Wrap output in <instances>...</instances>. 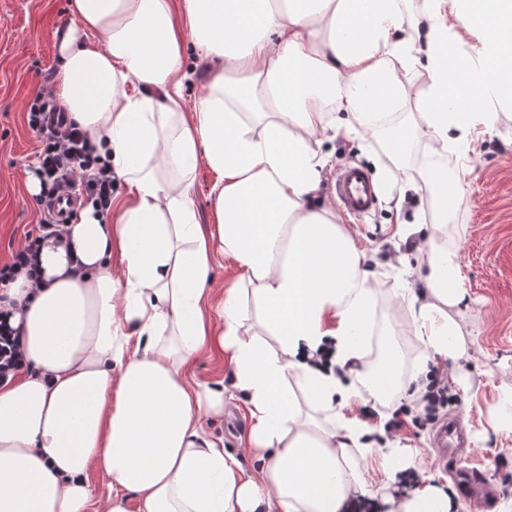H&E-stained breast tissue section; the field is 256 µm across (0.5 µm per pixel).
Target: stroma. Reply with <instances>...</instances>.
I'll list each match as a JSON object with an SVG mask.
<instances>
[{"mask_svg":"<svg viewBox=\"0 0 512 512\" xmlns=\"http://www.w3.org/2000/svg\"><path fill=\"white\" fill-rule=\"evenodd\" d=\"M70 23L68 0H0V263L39 224L43 212L26 183L38 165V140L26 121L25 106L37 92L49 90L57 71L61 35ZM493 127L474 133L460 156L466 171L464 192L448 222V246L458 255V279L465 297L448 313L459 324L465 353L457 359L432 360L414 334L407 304L389 288H381L375 305V334L369 355L383 349L397 353L403 376L415 368H439L456 402L447 416L457 417L467 443L459 457L463 467L480 470L494 483L496 497L488 512L512 500V431L494 427L488 409L512 389V107L492 102ZM409 130L401 159L387 146L385 129L368 131L361 140L336 137L323 148L334 155L336 167L358 164L370 175L391 170L393 176L378 186V200L367 215L349 221L357 240L367 246V264L381 269L393 253L388 242L395 222L391 197L419 183L427 167L430 143L422 134L417 91L405 87L404 96L386 127ZM190 376L212 388L231 384L223 351L209 347L195 360ZM385 415L400 412L403 427L392 431L402 447L415 453L416 468L431 482L450 484L438 464L432 428L420 429L411 419L414 403L391 396L382 399ZM208 431L223 436L224 447L244 469H251L247 450L249 420L242 397L224 405V416L207 423Z\"/></svg>","mask_w":512,"mask_h":512,"instance_id":"stroma-1","label":"stroma"}]
</instances>
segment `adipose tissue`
Here are the masks:
<instances>
[{
	"label": "adipose tissue",
	"mask_w": 512,
	"mask_h": 512,
	"mask_svg": "<svg viewBox=\"0 0 512 512\" xmlns=\"http://www.w3.org/2000/svg\"><path fill=\"white\" fill-rule=\"evenodd\" d=\"M52 94L112 161L126 191L41 239L34 275L0 285L21 365L0 383V512H348L368 497L361 465L375 427L359 384L406 394L397 355L365 365L378 281L354 234L315 198L333 156L419 89L436 168L422 176L436 222L424 248L428 296L411 298L431 358L457 357V255L448 210L463 185L456 148L512 104V0H424L427 49L400 39L399 0H182L207 90L186 110L184 35L173 0H72ZM482 45L458 70L449 18ZM206 164L217 224H199ZM239 275L214 294L215 255ZM217 300L221 326L204 308ZM227 354L246 398V473L206 418L223 392L190 384L207 346ZM99 469L113 495L96 501ZM386 512H458L421 483Z\"/></svg>",
	"instance_id": "adipose-tissue-1"
}]
</instances>
